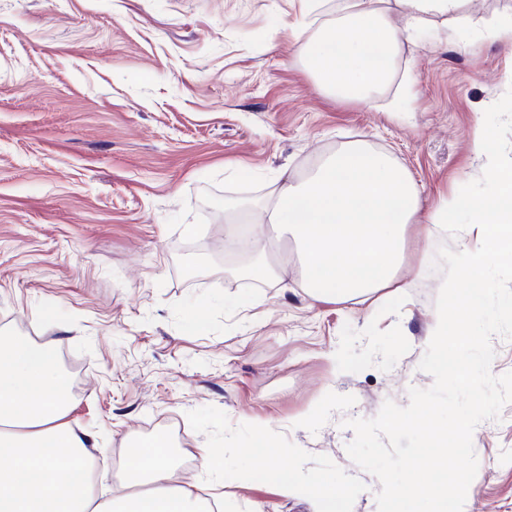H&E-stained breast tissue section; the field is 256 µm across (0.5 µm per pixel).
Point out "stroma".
I'll return each instance as SVG.
<instances>
[{
    "label": "stroma",
    "instance_id": "obj_1",
    "mask_svg": "<svg viewBox=\"0 0 512 512\" xmlns=\"http://www.w3.org/2000/svg\"><path fill=\"white\" fill-rule=\"evenodd\" d=\"M302 7L0 0V333L69 367L68 419L97 439L96 469L161 437L187 461L174 483L222 494V512H316L311 494L278 492L270 462L341 487L349 512H377L381 485L348 455L345 422L432 386L419 368L428 333L480 249L470 222L408 225L398 287L323 302L282 244L267 249L270 280L225 277L227 220L260 231L275 181L306 179L356 142L405 169L428 206L512 166V50L489 35L512 0H464L456 40L428 17L388 91L364 101L326 94L306 71ZM479 126L490 153L472 148ZM228 198L253 206L231 213ZM195 253L209 262L199 280L184 273ZM199 305L203 326L187 331ZM472 442L465 512H512V403ZM203 446L223 475L202 471Z\"/></svg>",
    "mask_w": 512,
    "mask_h": 512
}]
</instances>
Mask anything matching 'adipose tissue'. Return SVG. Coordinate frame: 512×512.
I'll use <instances>...</instances> for the list:
<instances>
[{
    "label": "adipose tissue",
    "instance_id": "1",
    "mask_svg": "<svg viewBox=\"0 0 512 512\" xmlns=\"http://www.w3.org/2000/svg\"><path fill=\"white\" fill-rule=\"evenodd\" d=\"M391 0H347L343 13L302 45L309 72L331 95L362 100L381 91L400 53L403 32L439 14L457 22L462 0H407L402 28ZM266 215L275 234L291 235L301 256L302 285L319 301L364 295L397 284L407 225L443 228L470 217L483 229V250L471 262L472 287L443 310L430 334L434 368L447 373L448 335L470 345L483 334L487 270L512 253V168L485 174V189L441 199L425 210L410 174L392 158L355 143L326 157L302 181H283ZM68 386L52 350L20 336H0V512H207L195 489L172 482L164 444L147 440L125 452L121 498L94 491L84 434L65 422Z\"/></svg>",
    "mask_w": 512,
    "mask_h": 512
}]
</instances>
